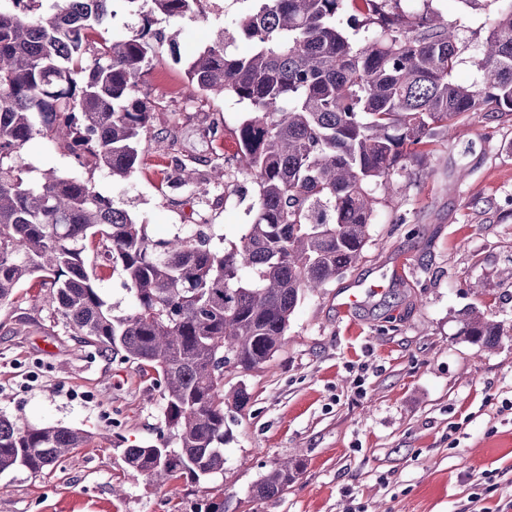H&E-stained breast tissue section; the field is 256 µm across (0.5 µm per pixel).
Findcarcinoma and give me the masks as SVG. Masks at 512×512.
I'll return each instance as SVG.
<instances>
[{"mask_svg": "<svg viewBox=\"0 0 512 512\" xmlns=\"http://www.w3.org/2000/svg\"><path fill=\"white\" fill-rule=\"evenodd\" d=\"M149 1V8L143 3ZM115 0H5L0 4V303L27 281L47 289L53 313L79 341L152 370L167 435L125 449L137 476L162 486L183 476H224V405L245 407V385L224 393V369H258L278 352L301 296L361 259L392 175L425 167L427 147L464 119L512 115V0L485 31L463 37L433 0H249L189 61L196 89L246 107L240 152L200 177L258 187L252 222L223 248L202 224L155 240L92 180L54 172L28 180L21 151L37 136L91 172L127 179L152 137L153 102L139 90L156 28L204 0H124L141 25L107 38ZM251 42L237 56L230 41ZM477 44L476 83L455 80ZM120 267L132 311L114 313L95 267ZM457 335L495 347L503 324L470 307ZM92 440L58 425L0 416V474L37 476ZM303 472L286 458L251 489L271 500Z\"/></svg>", "mask_w": 512, "mask_h": 512, "instance_id": "1", "label": "carcinoma"}]
</instances>
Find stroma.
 <instances>
[{
    "label": "stroma",
    "mask_w": 512,
    "mask_h": 512,
    "mask_svg": "<svg viewBox=\"0 0 512 512\" xmlns=\"http://www.w3.org/2000/svg\"><path fill=\"white\" fill-rule=\"evenodd\" d=\"M221 25L210 12L177 21V44L161 42L140 81L156 139L142 142L128 179L93 175L153 236L179 232L194 210L218 248L251 222L255 184L209 185L189 207L196 186L168 188L167 162L178 152L204 166L238 152L230 100L198 93L184 73ZM211 123L223 131L215 142L200 135ZM428 166V178L402 177L401 193L379 206L360 263L305 293L273 360L246 376L225 371V390L246 384L251 400L225 412L216 482L156 487L132 476L125 449L165 429L153 374L79 343L44 289H18L0 306V414L94 438L40 476L0 474V512H200L219 497L230 512H463L481 486L484 507L500 512L512 502V335L489 350L457 336L455 318L476 306L512 327V116L457 124ZM351 291L358 302L342 309ZM294 455L299 480L251 500Z\"/></svg>",
    "instance_id": "35a3bbf8"
}]
</instances>
